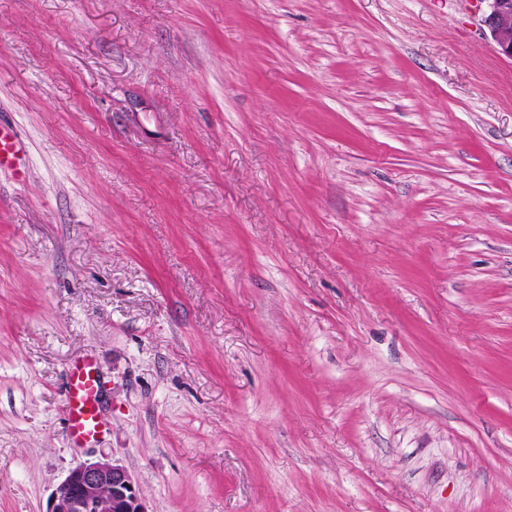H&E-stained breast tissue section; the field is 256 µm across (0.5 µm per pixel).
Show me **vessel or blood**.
Here are the masks:
<instances>
[{
    "label": "vessel or blood",
    "mask_w": 512,
    "mask_h": 512,
    "mask_svg": "<svg viewBox=\"0 0 512 512\" xmlns=\"http://www.w3.org/2000/svg\"><path fill=\"white\" fill-rule=\"evenodd\" d=\"M27 153L23 138L6 123L0 122V171L21 175ZM102 383L92 356L74 361L68 371L64 408L71 437L78 442L96 438L102 428L99 410Z\"/></svg>",
    "instance_id": "vessel-or-blood-1"
}]
</instances>
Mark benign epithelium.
<instances>
[{
	"label": "benign epithelium",
	"instance_id": "7a95c632",
	"mask_svg": "<svg viewBox=\"0 0 512 512\" xmlns=\"http://www.w3.org/2000/svg\"><path fill=\"white\" fill-rule=\"evenodd\" d=\"M482 23L498 53L512 60V0H485ZM45 512H148L131 473L105 457L72 468Z\"/></svg>",
	"mask_w": 512,
	"mask_h": 512
}]
</instances>
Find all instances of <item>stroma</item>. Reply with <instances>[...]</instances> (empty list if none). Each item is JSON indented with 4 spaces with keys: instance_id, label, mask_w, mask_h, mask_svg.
I'll list each match as a JSON object with an SVG mask.
<instances>
[{
    "instance_id": "stroma-1",
    "label": "stroma",
    "mask_w": 512,
    "mask_h": 512,
    "mask_svg": "<svg viewBox=\"0 0 512 512\" xmlns=\"http://www.w3.org/2000/svg\"><path fill=\"white\" fill-rule=\"evenodd\" d=\"M484 0H0V512H512V60ZM103 377L75 445L70 364ZM27 153L26 143L14 128L0 121V171L9 170L22 179L23 160ZM45 512H148L131 473L102 457L72 468Z\"/></svg>"
}]
</instances>
